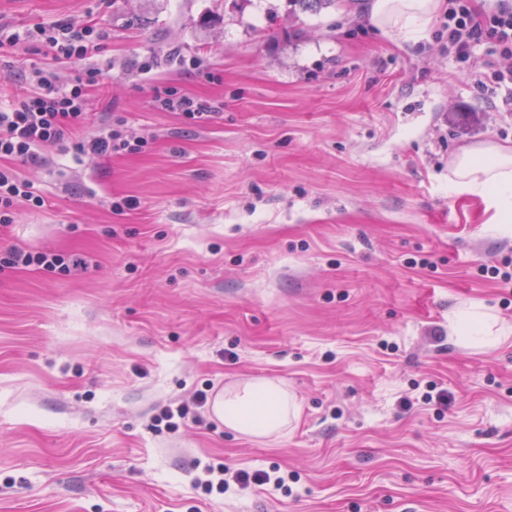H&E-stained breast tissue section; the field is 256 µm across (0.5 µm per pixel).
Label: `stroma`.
<instances>
[{
  "instance_id": "1",
  "label": "stroma",
  "mask_w": 512,
  "mask_h": 512,
  "mask_svg": "<svg viewBox=\"0 0 512 512\" xmlns=\"http://www.w3.org/2000/svg\"><path fill=\"white\" fill-rule=\"evenodd\" d=\"M365 6L0 0V25L106 31L90 124L124 117L146 143L18 168L44 204L0 251L88 266L0 269V512H512V287L478 272L512 261V226L448 183L462 148L512 147V86L439 53L441 22L401 47ZM36 61L0 52V102ZM167 90L216 117L155 109ZM470 316L501 342L457 335ZM259 377L300 407L285 435L206 408L152 426ZM208 465L285 484L206 495ZM208 401V393L205 391H197L191 400V402H183L175 407L166 406L160 414H158L154 422L155 427H158L164 423V427L169 430H175L178 428L180 422H184L189 416L192 421L200 422L201 416L197 409H200L206 405Z\"/></svg>"
}]
</instances>
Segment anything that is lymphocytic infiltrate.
Returning <instances> with one entry per match:
<instances>
[{"mask_svg":"<svg viewBox=\"0 0 512 512\" xmlns=\"http://www.w3.org/2000/svg\"><path fill=\"white\" fill-rule=\"evenodd\" d=\"M444 26L448 31L449 52L466 62L469 69L486 68L485 59L471 55L473 46L484 43L489 54L509 63L508 70L496 72V80L512 82V0H499L493 9L480 16L474 15L470 0H448ZM104 39V33L91 25L77 28L57 22L22 31L0 26L1 49L21 46L41 58L29 72V90L8 107H0V224L14 223L20 205L39 208L44 204L42 196L16 170V163L45 165L48 161L45 150L51 146L72 149L79 156L99 157L124 156L143 150L144 141L131 131L124 118H114L95 130L86 124L90 89L99 74L89 59ZM58 63L78 64L82 70L64 84L54 70ZM154 106L181 115L192 125L207 123L216 115L211 102L172 91L155 95ZM80 265V260L69 254L19 248L9 249L0 256V267L37 266L68 272ZM205 472L206 479L196 480L195 485L207 495L225 493L233 485L246 489L265 485L279 488L284 484L282 476L264 470L250 473L209 466Z\"/></svg>","mask_w":512,"mask_h":512,"instance_id":"1","label":"lymphocytic infiltrate"}]
</instances>
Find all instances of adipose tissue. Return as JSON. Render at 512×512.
Segmentation results:
<instances>
[{"label": "adipose tissue", "mask_w": 512, "mask_h": 512, "mask_svg": "<svg viewBox=\"0 0 512 512\" xmlns=\"http://www.w3.org/2000/svg\"><path fill=\"white\" fill-rule=\"evenodd\" d=\"M441 0H368L375 29L390 41L418 44L428 39ZM450 181L457 191L491 201L496 221L512 223V149L484 143L465 148L451 162ZM213 411L227 429L256 437L282 435L297 404L280 380L256 378L227 389Z\"/></svg>", "instance_id": "adipose-tissue-1"}]
</instances>
